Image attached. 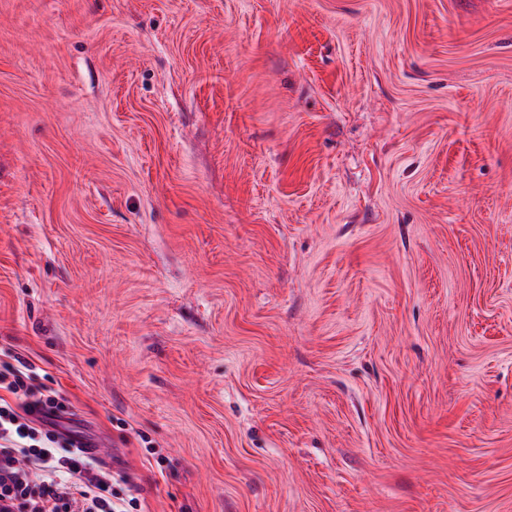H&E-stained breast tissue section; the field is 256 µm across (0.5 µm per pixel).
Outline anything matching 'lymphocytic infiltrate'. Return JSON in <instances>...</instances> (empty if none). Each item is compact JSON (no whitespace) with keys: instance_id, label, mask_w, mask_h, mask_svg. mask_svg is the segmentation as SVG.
Listing matches in <instances>:
<instances>
[{"instance_id":"1","label":"lymphocytic infiltrate","mask_w":512,"mask_h":512,"mask_svg":"<svg viewBox=\"0 0 512 512\" xmlns=\"http://www.w3.org/2000/svg\"><path fill=\"white\" fill-rule=\"evenodd\" d=\"M33 365L0 360V512H126L96 457L59 429L67 406Z\"/></svg>"}]
</instances>
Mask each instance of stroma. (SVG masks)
<instances>
[{"label": "stroma", "mask_w": 512, "mask_h": 512, "mask_svg": "<svg viewBox=\"0 0 512 512\" xmlns=\"http://www.w3.org/2000/svg\"><path fill=\"white\" fill-rule=\"evenodd\" d=\"M144 512H512V0H0V360Z\"/></svg>", "instance_id": "stroma-1"}]
</instances>
